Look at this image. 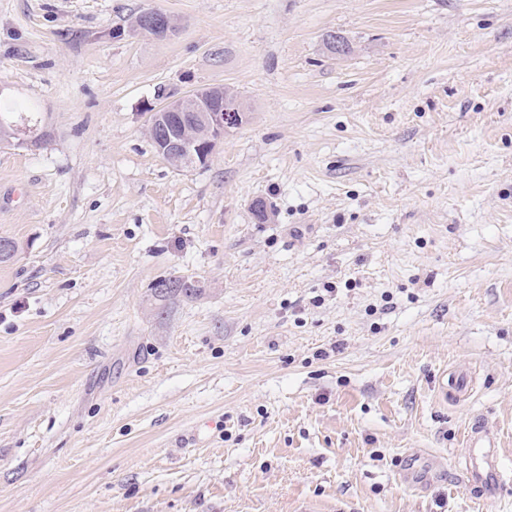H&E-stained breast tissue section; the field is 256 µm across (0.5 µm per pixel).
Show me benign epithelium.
Returning a JSON list of instances; mask_svg holds the SVG:
<instances>
[{
    "instance_id": "benign-epithelium-1",
    "label": "benign epithelium",
    "mask_w": 512,
    "mask_h": 512,
    "mask_svg": "<svg viewBox=\"0 0 512 512\" xmlns=\"http://www.w3.org/2000/svg\"><path fill=\"white\" fill-rule=\"evenodd\" d=\"M151 30L158 37H167L176 31V25L166 13L153 8L141 12L139 22L131 25V31ZM161 103L146 106L148 117L146 133L159 143L161 159L170 166L206 164L212 158L217 144L224 134L241 126L247 120V111L241 99L229 88L210 86L191 90L173 97L160 95ZM170 112H185L192 122L208 130L210 140L206 148L193 145L187 135L167 122Z\"/></svg>"
}]
</instances>
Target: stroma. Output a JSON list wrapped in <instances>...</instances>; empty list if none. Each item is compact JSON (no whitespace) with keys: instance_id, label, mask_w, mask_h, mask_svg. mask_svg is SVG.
<instances>
[{"instance_id":"stroma-1","label":"stroma","mask_w":512,"mask_h":512,"mask_svg":"<svg viewBox=\"0 0 512 512\" xmlns=\"http://www.w3.org/2000/svg\"><path fill=\"white\" fill-rule=\"evenodd\" d=\"M0 112V512H512V0H0ZM139 22L132 23L131 31L145 32L149 29L158 37H167L176 31V25L166 13L153 8L143 10ZM158 99H162L158 105L146 106L150 117L146 133L150 140L159 143L160 157L170 166L207 164L224 134L247 120L241 99L224 86L196 88L179 97L161 94ZM168 112H185L192 122L208 130L210 140L205 150L194 147L187 135L168 124ZM152 291L156 300L164 302L174 297L191 299L199 294L201 288L180 276H170L157 280ZM468 483L471 487L484 491L487 487L492 486L493 483L500 481V474L497 469L490 465L481 466L472 464L466 470Z\"/></svg>"}]
</instances>
